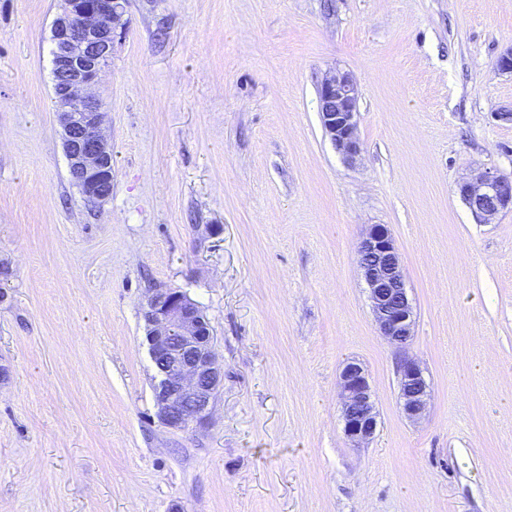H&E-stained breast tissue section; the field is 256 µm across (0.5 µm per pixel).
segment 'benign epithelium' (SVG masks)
Listing matches in <instances>:
<instances>
[{"label": "benign epithelium", "mask_w": 512, "mask_h": 512, "mask_svg": "<svg viewBox=\"0 0 512 512\" xmlns=\"http://www.w3.org/2000/svg\"><path fill=\"white\" fill-rule=\"evenodd\" d=\"M128 0H64L55 18L53 95L72 183L94 206L112 195V147L101 132V102L88 92L112 56L116 25ZM322 128L332 145L353 163L362 153L358 135L359 92L348 72L322 78L319 89ZM476 219L491 222L512 207V177L485 169L458 187ZM358 265L367 286L375 322L394 347L398 398L411 420L423 415L429 388L423 369L409 348L415 315L398 247L383 224L371 225L357 248ZM145 342L154 364L153 396L158 420L168 428L189 430L204 425L224 384L212 333L203 311L175 288H152L141 308ZM343 430L352 446L375 435L378 421L365 368L356 361L340 372Z\"/></svg>", "instance_id": "benign-epithelium-1"}]
</instances>
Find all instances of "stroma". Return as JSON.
Wrapping results in <instances>:
<instances>
[{
	"instance_id": "1",
	"label": "stroma",
	"mask_w": 512,
	"mask_h": 512,
	"mask_svg": "<svg viewBox=\"0 0 512 512\" xmlns=\"http://www.w3.org/2000/svg\"><path fill=\"white\" fill-rule=\"evenodd\" d=\"M63 0H0V512H512V0H130L92 92L112 195L72 184L52 97ZM360 92L347 164L326 73ZM383 224L429 384L409 420L357 263ZM185 292L224 367L208 426L153 403L149 288ZM378 427L350 447L339 375ZM322 128L332 145L348 162L362 153L358 135L359 92L349 72L325 75L318 89ZM460 196L476 219L490 223L501 211L512 207V177L485 169L458 187ZM339 384L344 434L352 446L361 447L374 437L378 425L368 374L360 363L346 362Z\"/></svg>"
}]
</instances>
